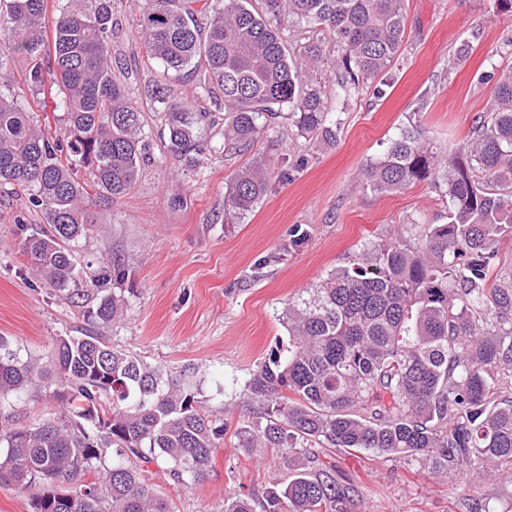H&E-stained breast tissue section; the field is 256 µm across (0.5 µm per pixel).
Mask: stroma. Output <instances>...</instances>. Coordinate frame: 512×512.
I'll list each match as a JSON object with an SVG mask.
<instances>
[{
	"label": "stroma",
	"instance_id": "35a3bbf8",
	"mask_svg": "<svg viewBox=\"0 0 512 512\" xmlns=\"http://www.w3.org/2000/svg\"><path fill=\"white\" fill-rule=\"evenodd\" d=\"M404 9L403 51L388 86L379 95L366 87L345 103L336 143L298 137L283 121L251 150L227 155L219 127L207 126L203 165L180 173L172 159L155 154L129 193L90 206L97 222L76 244L85 272L99 276L115 263L125 272L107 282L123 297L124 315L102 335L153 364H192L200 400L224 420L207 480L183 486L162 469L149 473L175 512H224L226 495L261 494L270 477L284 475L280 452L245 447L240 431L253 417L247 381L288 345L278 319L288 301L350 265L369 244L398 230L415 243L426 225L446 221L448 202L431 183L379 195L359 187V174L408 117L445 154L475 134L499 72L512 67V13L498 12L493 0H405ZM115 13L121 25L112 54L127 67L131 89L142 91L157 78L175 96L190 92L192 77L143 61L126 0H116ZM465 41L469 53L457 56ZM261 156L278 164L265 197L239 223H225L227 183ZM46 227L26 190L0 188V336L41 359L56 337L84 325L78 308L35 275L20 247ZM296 230L305 239L294 246ZM58 411L43 386L0 407L22 422ZM333 461L355 490L353 512H466L463 499L477 476H436L379 455L337 453Z\"/></svg>",
	"mask_w": 512,
	"mask_h": 512
}]
</instances>
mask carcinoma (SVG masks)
Wrapping results in <instances>:
<instances>
[{
  "instance_id": "cac0c4a2",
  "label": "carcinoma",
  "mask_w": 512,
  "mask_h": 512,
  "mask_svg": "<svg viewBox=\"0 0 512 512\" xmlns=\"http://www.w3.org/2000/svg\"><path fill=\"white\" fill-rule=\"evenodd\" d=\"M114 2L0 0V185L29 191L49 224L22 244L33 271L97 326L123 316V297L86 280L73 243L93 223L92 198L129 192L152 151L141 103L112 71ZM403 4L131 0L146 58L166 72L190 68L196 98L224 104L230 152L253 148L283 118L299 137L335 143L343 119L332 98L388 78ZM45 54L53 62L43 64ZM15 58L27 65L29 90L62 104L60 133L34 125L11 89ZM305 63L329 68L334 92ZM144 96L164 121V151L186 167L203 163L198 136L211 113L170 100L161 86ZM273 168L261 157L234 175L224 223L259 204ZM427 180L448 198V222L427 225L415 247L399 234L373 243L288 302V348L247 382L260 411L243 427L248 447L282 451L288 479H273L256 498L227 497L224 512H349L351 487L317 447L418 462L445 476L477 467L512 498V282L491 281L496 247L512 234V69L495 82L477 136L453 155L411 121L361 171L362 187L377 194ZM192 378L93 330L59 337L45 365L0 336V401L44 382L63 405L53 419L0 424V484L28 492L31 512H174L145 483L149 466L164 464L178 485L203 482L224 439ZM466 509L497 512L475 485Z\"/></svg>"
}]
</instances>
